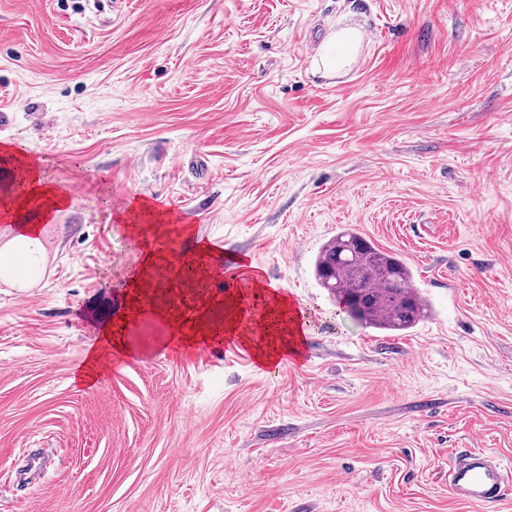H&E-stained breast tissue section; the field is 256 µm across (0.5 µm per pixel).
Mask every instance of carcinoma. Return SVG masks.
Here are the masks:
<instances>
[{"instance_id": "1", "label": "carcinoma", "mask_w": 512, "mask_h": 512, "mask_svg": "<svg viewBox=\"0 0 512 512\" xmlns=\"http://www.w3.org/2000/svg\"><path fill=\"white\" fill-rule=\"evenodd\" d=\"M315 277L337 302L345 303L349 316L380 331H408L428 314L408 263L350 228L321 247Z\"/></svg>"}]
</instances>
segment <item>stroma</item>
Listing matches in <instances>:
<instances>
[{
    "label": "stroma",
    "mask_w": 512,
    "mask_h": 512,
    "mask_svg": "<svg viewBox=\"0 0 512 512\" xmlns=\"http://www.w3.org/2000/svg\"><path fill=\"white\" fill-rule=\"evenodd\" d=\"M12 140L75 191L40 283L0 281V512H512L448 490L471 448L512 470V0H0ZM139 197L190 228L155 304L216 244L303 311L302 359H180L147 312L135 356L72 384L143 260L117 219ZM343 227L411 267L409 333L317 284ZM355 47V35L351 31L341 32L336 40L329 44L323 54L322 64L327 71L340 67Z\"/></svg>",
    "instance_id": "stroma-1"
}]
</instances>
